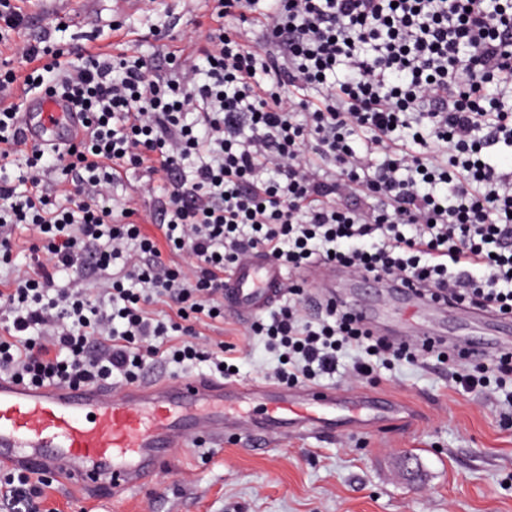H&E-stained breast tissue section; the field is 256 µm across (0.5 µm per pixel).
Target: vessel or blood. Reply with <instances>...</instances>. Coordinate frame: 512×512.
I'll return each instance as SVG.
<instances>
[{"label": "vessel or blood", "mask_w": 512, "mask_h": 512, "mask_svg": "<svg viewBox=\"0 0 512 512\" xmlns=\"http://www.w3.org/2000/svg\"><path fill=\"white\" fill-rule=\"evenodd\" d=\"M36 120H24L28 143L77 142L81 123L64 100L42 99ZM284 268L261 253H244L224 277V309L244 321L275 307L286 295ZM388 298L406 301V318L417 321L414 341H445L437 319L460 307L434 301L388 281ZM259 398L260 417L241 420L228 400ZM406 409L376 395L352 397L330 389L254 385L243 390L209 377L172 379L148 372L122 390L111 384L39 387L0 376V465L51 472L80 486L87 496L102 490L125 494L144 486L169 461V451L197 438L224 445L225 433L245 430L256 449L288 435L331 434L361 426L379 427Z\"/></svg>", "instance_id": "1"}]
</instances>
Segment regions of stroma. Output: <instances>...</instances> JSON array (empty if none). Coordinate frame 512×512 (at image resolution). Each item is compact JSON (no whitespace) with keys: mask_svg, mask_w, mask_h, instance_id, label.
<instances>
[{"mask_svg":"<svg viewBox=\"0 0 512 512\" xmlns=\"http://www.w3.org/2000/svg\"><path fill=\"white\" fill-rule=\"evenodd\" d=\"M25 16L10 38L47 35L60 45L81 44L117 53L133 47L152 57L160 47L188 49L209 22L208 0H18ZM154 193H147L146 185ZM166 185L146 169L124 171L118 203L141 215L154 208ZM337 292L374 308L382 321L401 323V303L383 297L376 283L340 271ZM206 339L232 344L235 383L273 382L276 359L248 323L225 317L204 327ZM320 387L350 394L380 393L415 410L372 432L339 431L291 437L263 451L244 434L225 435L212 448L196 441L170 452L168 464L140 490L87 500L76 486L53 480L50 512H512V427L489 391L465 393L447 370L404 362L380 377L353 378L340 364Z\"/></svg>","mask_w":512,"mask_h":512,"instance_id":"35a3bbf8","label":"stroma"}]
</instances>
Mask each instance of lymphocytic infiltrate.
I'll list each match as a JSON object with an SVG mask.
<instances>
[{
  "mask_svg": "<svg viewBox=\"0 0 512 512\" xmlns=\"http://www.w3.org/2000/svg\"><path fill=\"white\" fill-rule=\"evenodd\" d=\"M212 0L190 52L93 53L38 39L15 44L27 92L60 96L79 115L80 140L28 147L19 105L0 72V257L27 225L33 272L0 289L12 321L0 335V372L28 384L136 382L165 359L207 362L230 375L224 344L199 325L223 321L224 272L261 250L298 270L316 262L512 317V174L487 161L512 149V0ZM263 31L245 44L241 23ZM494 93H487V86ZM316 99H308V91ZM26 169L11 177L12 158ZM377 153L379 164L367 157ZM61 174L59 195L42 175ZM144 168L166 185L150 235L137 209L114 208L120 169ZM194 258L170 269L164 251ZM126 259L105 301L57 290ZM303 284L258 318L254 335L283 360L285 384L433 357L473 392L512 380V350L493 363L431 343H395L347 308L308 313ZM166 304L168 321L151 308ZM49 330L48 341L31 338ZM38 476L0 475V497L43 512Z\"/></svg>",
  "mask_w": 512,
  "mask_h": 512,
  "instance_id": "obj_1",
  "label": "lymphocytic infiltrate"
}]
</instances>
